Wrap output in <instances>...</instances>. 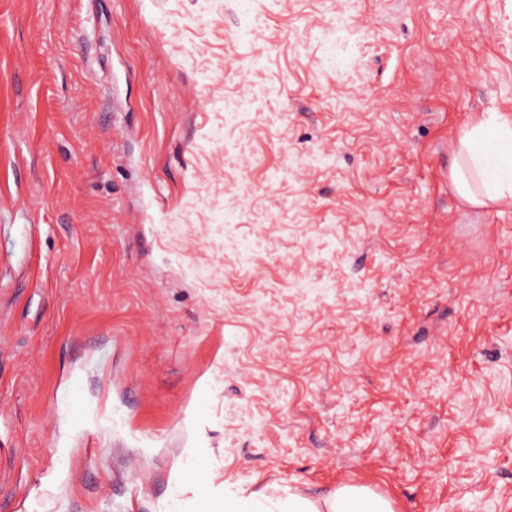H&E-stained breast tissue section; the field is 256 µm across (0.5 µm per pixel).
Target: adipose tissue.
I'll list each match as a JSON object with an SVG mask.
<instances>
[{
    "mask_svg": "<svg viewBox=\"0 0 512 512\" xmlns=\"http://www.w3.org/2000/svg\"><path fill=\"white\" fill-rule=\"evenodd\" d=\"M459 197L474 207L512 204V119L497 112L472 118L462 130L450 167ZM224 512H392L390 503L370 488L340 485L313 500L300 495L272 499L256 492L231 498Z\"/></svg>",
    "mask_w": 512,
    "mask_h": 512,
    "instance_id": "obj_1",
    "label": "adipose tissue"
}]
</instances>
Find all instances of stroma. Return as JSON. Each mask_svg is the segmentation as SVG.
I'll list each match as a JSON object with an SVG mask.
<instances>
[{
	"label": "stroma",
	"mask_w": 512,
	"mask_h": 512,
	"mask_svg": "<svg viewBox=\"0 0 512 512\" xmlns=\"http://www.w3.org/2000/svg\"><path fill=\"white\" fill-rule=\"evenodd\" d=\"M480 112L512 0H0V512H512ZM233 496L224 502L225 512H392L390 503L370 488L340 485L335 490L312 500L290 494L276 500L263 492L252 493L245 502Z\"/></svg>",
	"instance_id": "stroma-1"
}]
</instances>
